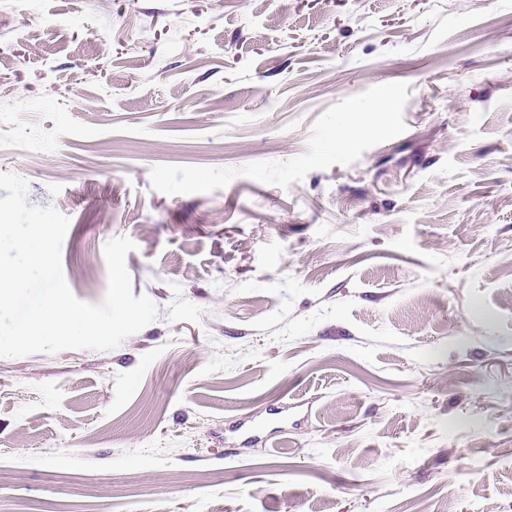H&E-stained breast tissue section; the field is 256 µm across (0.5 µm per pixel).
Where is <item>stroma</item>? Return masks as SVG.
Returning a JSON list of instances; mask_svg holds the SVG:
<instances>
[{"label": "stroma", "instance_id": "obj_1", "mask_svg": "<svg viewBox=\"0 0 512 512\" xmlns=\"http://www.w3.org/2000/svg\"><path fill=\"white\" fill-rule=\"evenodd\" d=\"M0 172L159 308L0 358V512H512V0H13Z\"/></svg>", "mask_w": 512, "mask_h": 512}]
</instances>
